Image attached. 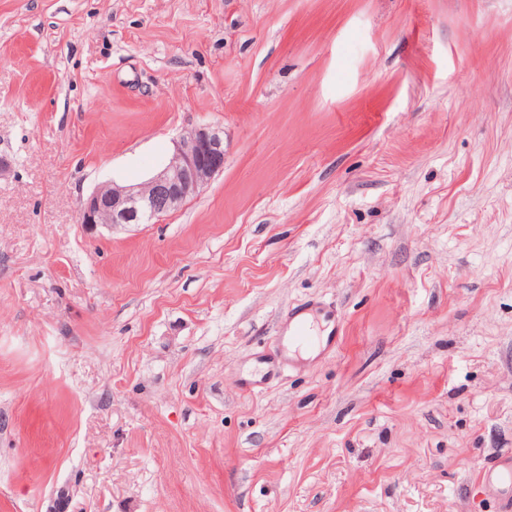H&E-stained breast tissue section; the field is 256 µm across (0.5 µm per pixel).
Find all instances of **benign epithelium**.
I'll return each mask as SVG.
<instances>
[{
    "instance_id": "benign-epithelium-1",
    "label": "benign epithelium",
    "mask_w": 512,
    "mask_h": 512,
    "mask_svg": "<svg viewBox=\"0 0 512 512\" xmlns=\"http://www.w3.org/2000/svg\"><path fill=\"white\" fill-rule=\"evenodd\" d=\"M224 129L198 126L180 140L169 162L136 186H104L81 206L79 223L153 224L179 208L224 169Z\"/></svg>"
}]
</instances>
